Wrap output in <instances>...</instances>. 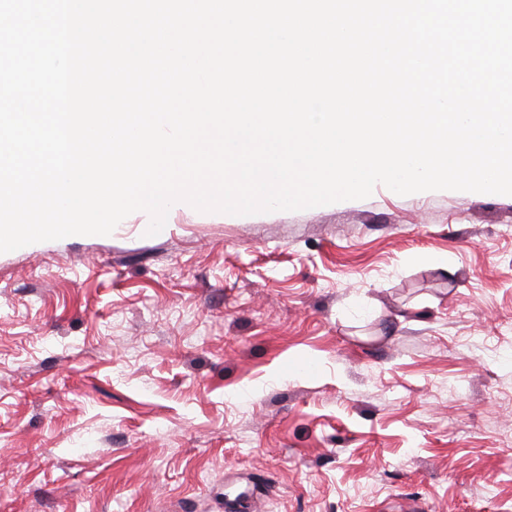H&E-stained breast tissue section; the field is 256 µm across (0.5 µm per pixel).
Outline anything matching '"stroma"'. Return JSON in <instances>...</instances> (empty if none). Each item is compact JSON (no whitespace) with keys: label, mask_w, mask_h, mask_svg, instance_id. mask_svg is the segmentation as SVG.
Segmentation results:
<instances>
[{"label":"stroma","mask_w":512,"mask_h":512,"mask_svg":"<svg viewBox=\"0 0 512 512\" xmlns=\"http://www.w3.org/2000/svg\"><path fill=\"white\" fill-rule=\"evenodd\" d=\"M148 225L0 253V512H512V196Z\"/></svg>","instance_id":"1"}]
</instances>
